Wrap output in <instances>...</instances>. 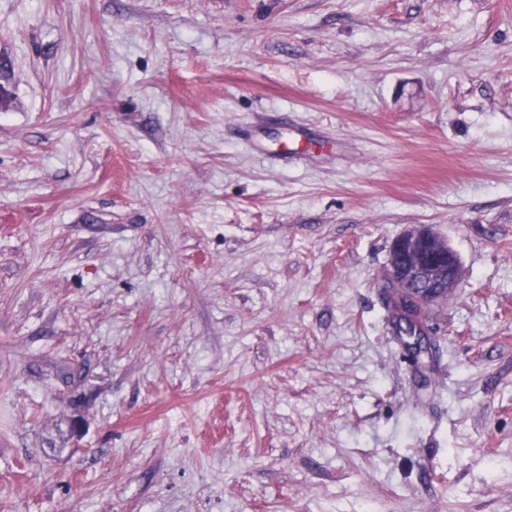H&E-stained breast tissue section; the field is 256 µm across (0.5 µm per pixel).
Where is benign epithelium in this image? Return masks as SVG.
<instances>
[{
    "label": "benign epithelium",
    "instance_id": "7a95c632",
    "mask_svg": "<svg viewBox=\"0 0 512 512\" xmlns=\"http://www.w3.org/2000/svg\"><path fill=\"white\" fill-rule=\"evenodd\" d=\"M389 258L385 280L396 324L405 329L411 322L421 331L429 307L459 285V255L431 226L413 224L393 241Z\"/></svg>",
    "mask_w": 512,
    "mask_h": 512
}]
</instances>
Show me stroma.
Instances as JSON below:
<instances>
[{
  "label": "stroma",
  "mask_w": 512,
  "mask_h": 512,
  "mask_svg": "<svg viewBox=\"0 0 512 512\" xmlns=\"http://www.w3.org/2000/svg\"><path fill=\"white\" fill-rule=\"evenodd\" d=\"M0 512H512V0H0ZM389 258L385 280L388 287H397L387 288L396 324L406 329L412 322L418 334L429 307L459 285L463 277L459 255L430 225L413 224L393 241ZM402 296L407 298L405 309Z\"/></svg>",
  "instance_id": "obj_1"
}]
</instances>
